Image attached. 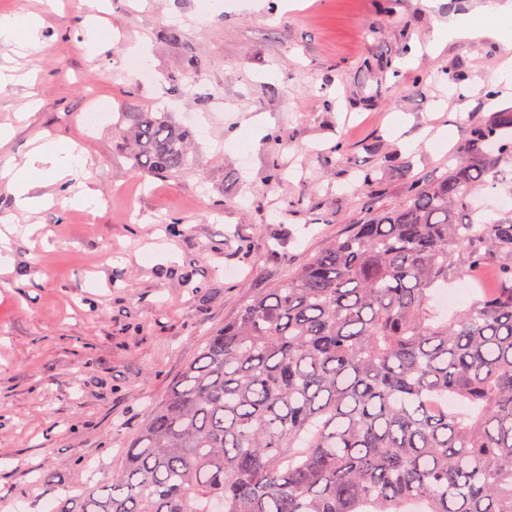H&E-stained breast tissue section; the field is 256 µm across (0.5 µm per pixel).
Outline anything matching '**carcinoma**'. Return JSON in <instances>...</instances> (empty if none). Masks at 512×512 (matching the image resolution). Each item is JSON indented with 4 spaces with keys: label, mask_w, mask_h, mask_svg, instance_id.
Listing matches in <instances>:
<instances>
[{
    "label": "carcinoma",
    "mask_w": 512,
    "mask_h": 512,
    "mask_svg": "<svg viewBox=\"0 0 512 512\" xmlns=\"http://www.w3.org/2000/svg\"><path fill=\"white\" fill-rule=\"evenodd\" d=\"M117 129L134 169L181 176L165 112ZM512 178V110L468 130L443 177L411 180L214 331L104 486L54 512H512V216L468 214ZM505 287L451 318L452 275Z\"/></svg>",
    "instance_id": "1"
}]
</instances>
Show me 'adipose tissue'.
<instances>
[{
    "label": "adipose tissue",
    "instance_id": "ef3b65f1",
    "mask_svg": "<svg viewBox=\"0 0 512 512\" xmlns=\"http://www.w3.org/2000/svg\"><path fill=\"white\" fill-rule=\"evenodd\" d=\"M486 15L492 16L489 24H452L448 32L458 39L489 38L505 42L512 40V23L508 22L502 8L489 6ZM48 173L52 183L68 187L69 183L82 184L83 189L70 198L71 206L96 210L98 198L94 190L86 187L88 178L87 160L76 153L73 146L62 145L51 137L42 138L27 154L23 164L4 163L0 166V183L6 184L14 205L22 211H34L45 206L49 195L36 194V173Z\"/></svg>",
    "mask_w": 512,
    "mask_h": 512
}]
</instances>
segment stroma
<instances>
[{
	"mask_svg": "<svg viewBox=\"0 0 512 512\" xmlns=\"http://www.w3.org/2000/svg\"><path fill=\"white\" fill-rule=\"evenodd\" d=\"M297 2L109 0L118 40L87 49L95 0H0V15L42 18L35 45H0L19 75L0 88L14 131L0 165L23 163L45 134L77 143L101 199L94 214L60 200L23 213L0 185V222L17 227L0 274V512L110 483L200 345L253 293L368 203L395 206L407 181L446 173L471 126L512 110V88L482 93L512 51L446 33L512 0ZM139 41L149 82L127 69ZM451 71L476 93L449 95ZM145 111L197 121L193 172L132 167L115 129ZM366 171L369 192H350Z\"/></svg>",
	"mask_w": 512,
	"mask_h": 512,
	"instance_id": "1",
	"label": "stroma"
}]
</instances>
